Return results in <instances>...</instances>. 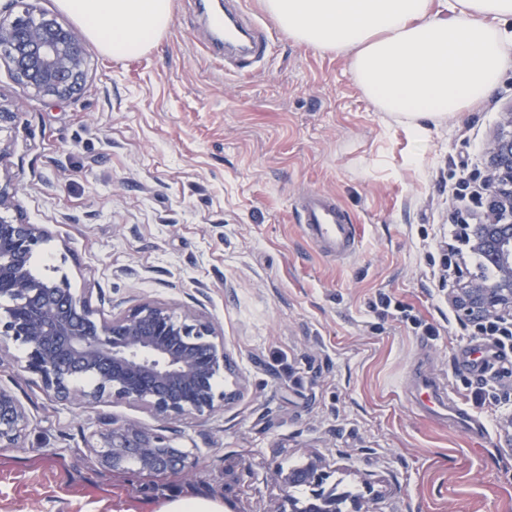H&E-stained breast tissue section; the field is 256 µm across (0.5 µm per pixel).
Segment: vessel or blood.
I'll return each instance as SVG.
<instances>
[{"instance_id":"1","label":"vessel or blood","mask_w":512,"mask_h":512,"mask_svg":"<svg viewBox=\"0 0 512 512\" xmlns=\"http://www.w3.org/2000/svg\"><path fill=\"white\" fill-rule=\"evenodd\" d=\"M224 33V66L248 73L252 64L262 61L268 50L267 35L260 23L245 17L240 0H225L224 14L215 22ZM292 207L298 216L303 237L323 255L344 260L353 257L360 244L359 225L352 220L337 198L324 191H309L296 198ZM415 401L427 413L448 409L452 423L469 431L484 432L482 421L458 399L436 383L417 386Z\"/></svg>"}]
</instances>
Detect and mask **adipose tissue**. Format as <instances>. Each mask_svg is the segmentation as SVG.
<instances>
[{"label": "adipose tissue", "mask_w": 512, "mask_h": 512, "mask_svg": "<svg viewBox=\"0 0 512 512\" xmlns=\"http://www.w3.org/2000/svg\"><path fill=\"white\" fill-rule=\"evenodd\" d=\"M265 0L296 41L345 54L365 96L417 137L485 100L512 69V0ZM117 60L154 45L170 0H57Z\"/></svg>", "instance_id": "1"}]
</instances>
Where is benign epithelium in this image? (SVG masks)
<instances>
[{
  "label": "benign epithelium",
  "mask_w": 512,
  "mask_h": 512,
  "mask_svg": "<svg viewBox=\"0 0 512 512\" xmlns=\"http://www.w3.org/2000/svg\"><path fill=\"white\" fill-rule=\"evenodd\" d=\"M29 13L26 23L0 22V46L15 79L34 94L55 100L72 97L86 78L84 39L55 17ZM488 189L479 198L482 221L459 225L470 251L494 270L473 272L453 263L449 298L457 320L477 326L493 320L512 329V108L488 143ZM12 196L0 185V361L9 345L23 353V369L38 375L45 393L61 401L116 399L145 405L159 420L174 423L188 415L211 414L231 403L239 391L219 388L229 366L223 332L213 324L145 301L128 314L104 317L66 280H37L29 273L31 254L46 237L37 224L1 215ZM95 379L89 391L76 388ZM31 420L15 394L0 386V447L13 448ZM101 467L114 472L134 469L149 476L186 478L199 457L135 422L109 423L92 434L88 446ZM314 487L302 512H336V495L321 490L319 465L311 462L299 476ZM292 473L280 474V499L272 512H288Z\"/></svg>",
  "instance_id": "1"
}]
</instances>
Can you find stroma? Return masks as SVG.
<instances>
[{
	"label": "stroma",
	"instance_id": "35a3bbf8",
	"mask_svg": "<svg viewBox=\"0 0 512 512\" xmlns=\"http://www.w3.org/2000/svg\"><path fill=\"white\" fill-rule=\"evenodd\" d=\"M241 2L268 27L249 76L206 51L207 15L220 11L207 0H171L167 32L141 56L87 45L85 82L65 101L34 95L0 59V184L11 217L49 233L37 277L111 299L115 314L151 301L215 324L234 366L219 384L241 391L172 427L137 403L51 399L37 375L1 361L0 385L31 426L0 450V512H158L175 493L272 512L278 470L315 458L325 486L361 495L363 512H512V378L476 403L457 357L498 347L459 325L447 288V246L477 210L512 71L420 140L369 102L346 55L295 41L264 0ZM307 189L335 195L361 225L353 259L302 237L290 205ZM381 292L416 323L380 316ZM416 362L486 438L416 413ZM112 418L175 438L201 468L174 480L99 467L87 442Z\"/></svg>",
	"mask_w": 512,
	"mask_h": 512
}]
</instances>
